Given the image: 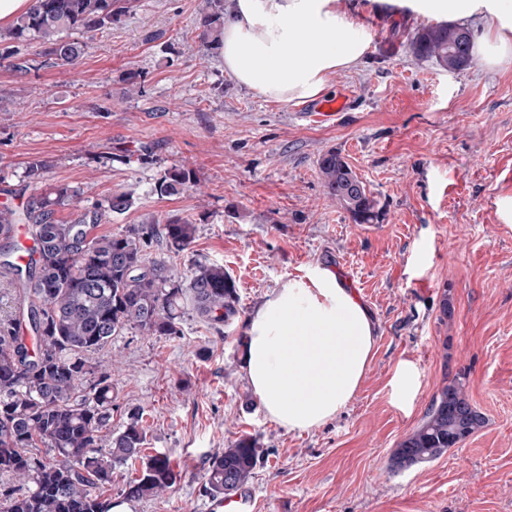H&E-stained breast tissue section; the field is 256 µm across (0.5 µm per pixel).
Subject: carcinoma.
I'll return each instance as SVG.
<instances>
[{"label": "carcinoma", "instance_id": "obj_1", "mask_svg": "<svg viewBox=\"0 0 512 512\" xmlns=\"http://www.w3.org/2000/svg\"><path fill=\"white\" fill-rule=\"evenodd\" d=\"M134 0H37L36 7L0 33V60L14 57L12 41L41 39L62 65H77L84 43L60 33H90L112 26ZM224 0H207L197 20L205 50L220 48ZM417 60L449 71L472 64V37L460 25L423 27L410 40ZM48 165L33 160L25 167V186L6 190L20 200L0 206V237L13 238V225H31L37 257L21 265L18 245L0 251V278L18 286L19 306L0 318V472L18 480L0 486V512H112L118 503L156 498L176 482L167 456L143 455L146 431L142 413L128 412L123 428L108 435L112 422L113 387L106 367L90 354L129 329L144 336H177L185 293L203 322L227 323L238 314L233 280L218 264L198 263L189 288H183L163 261L147 256L155 225L133 227L119 234H98L110 213L133 205L130 194L114 192L103 203L85 209L70 221L56 218L60 208L75 207L79 193L57 185L44 193L27 186L44 179ZM320 174L327 193L356 224L379 221L380 209L340 153L323 154ZM193 181V172L170 168L154 186L160 196L175 195ZM195 225L183 218L167 220L161 236L170 252L186 251ZM486 422L470 402L464 386L454 380L433 397L422 422L392 455L398 469L432 461L465 440ZM45 448L46 456L30 452ZM141 461L112 499V473L128 462ZM258 460L250 437L213 456L205 474V493L212 498L235 494L251 477Z\"/></svg>", "mask_w": 512, "mask_h": 512}]
</instances>
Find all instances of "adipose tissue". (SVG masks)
Masks as SVG:
<instances>
[{
    "label": "adipose tissue",
    "mask_w": 512,
    "mask_h": 512,
    "mask_svg": "<svg viewBox=\"0 0 512 512\" xmlns=\"http://www.w3.org/2000/svg\"><path fill=\"white\" fill-rule=\"evenodd\" d=\"M433 23H466L486 67L512 61V0H395ZM373 0H233L224 16V72L265 101L299 103L362 63ZM243 371L267 416L291 430L319 427L358 390L375 346L367 308L318 268L254 309Z\"/></svg>",
    "instance_id": "adipose-tissue-1"
}]
</instances>
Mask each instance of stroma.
I'll use <instances>...</instances> for the list:
<instances>
[{
	"label": "stroma",
	"mask_w": 512,
	"mask_h": 512,
	"mask_svg": "<svg viewBox=\"0 0 512 512\" xmlns=\"http://www.w3.org/2000/svg\"><path fill=\"white\" fill-rule=\"evenodd\" d=\"M203 6L136 0L112 27L84 35L77 66L58 65L37 39L16 46L26 70L0 63L6 184L40 159L43 187L78 189L81 207L127 191L133 206L100 232L190 220L186 251L156 241L149 256L185 283L196 263L223 265L237 289L239 313L224 325L189 308L180 335L130 329L93 354L112 373L113 428L140 410L146 454L167 455L178 474L132 512H203L210 458L245 436L259 448L246 489L262 512H512V223L497 213L512 195V63L490 70L476 59L450 72L415 59L408 42L422 19L381 0L364 19L369 56L331 82V94L352 93L351 110L311 124L299 105L238 86L220 54L200 48ZM330 150L377 201L379 223H353L327 195L319 161ZM174 166L192 170L193 183L157 195ZM319 267L354 279L377 341L347 406L291 431L246 380L241 339L276 288ZM404 368L414 383L403 398ZM455 378L484 427L436 460L391 468L398 443Z\"/></svg>",
	"instance_id": "35a3bbf8"
}]
</instances>
